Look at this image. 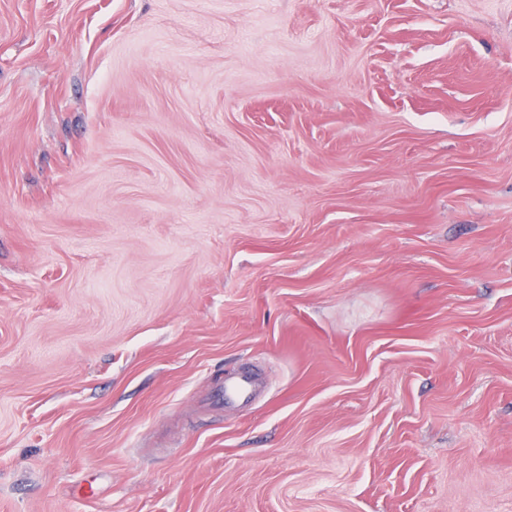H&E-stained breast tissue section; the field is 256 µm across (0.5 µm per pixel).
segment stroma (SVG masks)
Returning <instances> with one entry per match:
<instances>
[{
  "mask_svg": "<svg viewBox=\"0 0 512 512\" xmlns=\"http://www.w3.org/2000/svg\"><path fill=\"white\" fill-rule=\"evenodd\" d=\"M0 512H512V0H0ZM255 382L253 371L235 370L231 376L225 379L224 389L219 390L216 394L221 400H224V405L233 406L250 396Z\"/></svg>",
  "mask_w": 512,
  "mask_h": 512,
  "instance_id": "35a3bbf8",
  "label": "stroma"
}]
</instances>
